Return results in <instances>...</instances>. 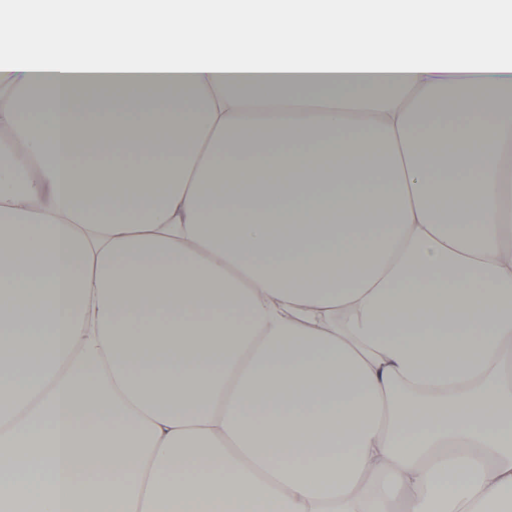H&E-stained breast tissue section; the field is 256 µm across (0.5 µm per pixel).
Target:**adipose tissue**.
Wrapping results in <instances>:
<instances>
[{"mask_svg":"<svg viewBox=\"0 0 512 512\" xmlns=\"http://www.w3.org/2000/svg\"><path fill=\"white\" fill-rule=\"evenodd\" d=\"M165 8L0 13V512H512V14Z\"/></svg>","mask_w":512,"mask_h":512,"instance_id":"adipose-tissue-1","label":"adipose tissue"}]
</instances>
